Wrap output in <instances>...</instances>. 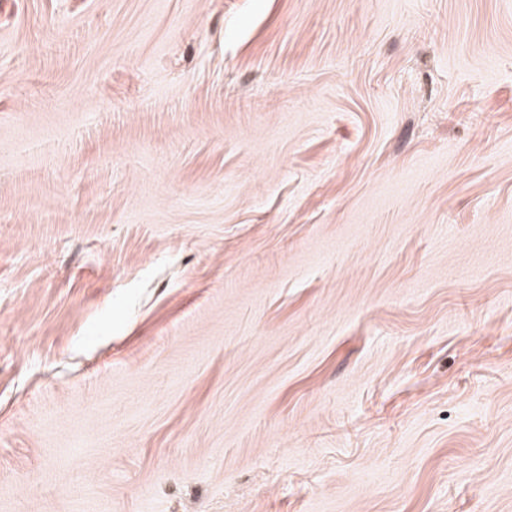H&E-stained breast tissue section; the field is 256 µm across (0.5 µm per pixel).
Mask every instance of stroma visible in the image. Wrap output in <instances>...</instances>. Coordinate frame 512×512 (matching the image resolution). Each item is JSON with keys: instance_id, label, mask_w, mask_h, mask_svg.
Masks as SVG:
<instances>
[{"instance_id": "obj_1", "label": "stroma", "mask_w": 512, "mask_h": 512, "mask_svg": "<svg viewBox=\"0 0 512 512\" xmlns=\"http://www.w3.org/2000/svg\"><path fill=\"white\" fill-rule=\"evenodd\" d=\"M0 512H512V0H0Z\"/></svg>"}]
</instances>
